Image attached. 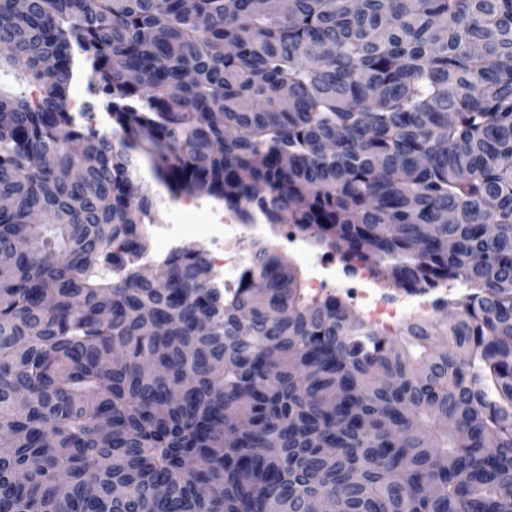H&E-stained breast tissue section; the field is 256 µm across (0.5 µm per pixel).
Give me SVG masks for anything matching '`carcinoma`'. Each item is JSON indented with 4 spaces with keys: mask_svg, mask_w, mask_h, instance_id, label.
<instances>
[{
    "mask_svg": "<svg viewBox=\"0 0 512 512\" xmlns=\"http://www.w3.org/2000/svg\"><path fill=\"white\" fill-rule=\"evenodd\" d=\"M0 45V512H512V0H0ZM142 168L466 290L387 334L260 239L159 288ZM81 88L82 92H79L78 89ZM75 101L79 102V107H81V112H84L85 118L84 120H81L80 122L83 124H87L88 122H91L93 126H97L100 129H110L112 126L111 120L108 118L107 114L105 113L104 108L101 105V102L95 96L90 92V90L87 87V84L79 83V84H73L69 90L68 95V108L71 112H75L74 110V103ZM107 116L108 119V125L102 126L100 124L101 121H103L104 116Z\"/></svg>",
    "mask_w": 512,
    "mask_h": 512,
    "instance_id": "1",
    "label": "carcinoma"
}]
</instances>
